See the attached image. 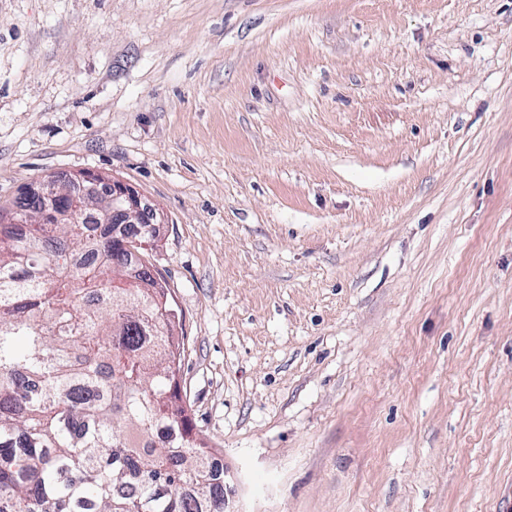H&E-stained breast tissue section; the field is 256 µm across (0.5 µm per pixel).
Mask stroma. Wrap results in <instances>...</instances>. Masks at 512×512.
<instances>
[{
  "label": "stroma",
  "instance_id": "1",
  "mask_svg": "<svg viewBox=\"0 0 512 512\" xmlns=\"http://www.w3.org/2000/svg\"><path fill=\"white\" fill-rule=\"evenodd\" d=\"M83 169L225 512H512V0H0V206Z\"/></svg>",
  "mask_w": 512,
  "mask_h": 512
}]
</instances>
